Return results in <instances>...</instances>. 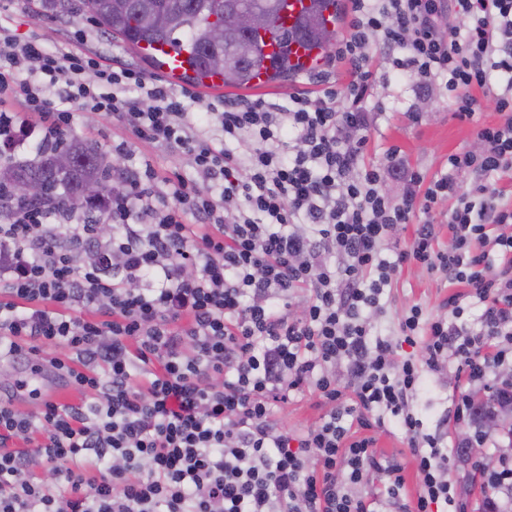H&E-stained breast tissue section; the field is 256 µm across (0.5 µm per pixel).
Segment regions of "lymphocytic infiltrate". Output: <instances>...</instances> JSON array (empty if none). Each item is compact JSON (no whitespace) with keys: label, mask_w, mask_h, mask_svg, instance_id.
I'll list each match as a JSON object with an SVG mask.
<instances>
[{"label":"lymphocytic infiltrate","mask_w":512,"mask_h":512,"mask_svg":"<svg viewBox=\"0 0 512 512\" xmlns=\"http://www.w3.org/2000/svg\"><path fill=\"white\" fill-rule=\"evenodd\" d=\"M453 11L462 27L444 0H350L336 47L351 75L343 91L295 95L285 109L224 102L205 114L211 137L187 112L190 88L0 26V161L58 142L77 105L141 142L187 150L196 173L115 169L98 225L77 213L49 223L50 207L34 203L0 224V362L36 356L94 395L33 411L0 400V512H465L444 437L413 400L425 375L444 371L512 393V204L492 182L512 175V0H454ZM376 47L395 81L443 80L459 119L484 97L498 114L477 129L479 151L450 154L429 179L402 171L397 202L381 167L363 161ZM418 214L412 239L384 257ZM406 265L466 291L449 296L447 314L413 304L396 335L375 334ZM467 299L485 306L480 333L463 320ZM310 391L327 412L288 428L277 411ZM452 417L499 452L475 512H512V453L477 425L470 395L454 398ZM391 423L421 478L411 499L401 466L375 448ZM39 466L51 485L36 481ZM372 470L381 479L369 488Z\"/></svg>","instance_id":"obj_1"}]
</instances>
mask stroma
Returning a JSON list of instances; mask_svg holds the SVG:
<instances>
[{"mask_svg": "<svg viewBox=\"0 0 512 512\" xmlns=\"http://www.w3.org/2000/svg\"><path fill=\"white\" fill-rule=\"evenodd\" d=\"M0 25L9 27L23 40H37L43 47L51 49L57 44L74 37L77 29H85V46L93 52L101 53L105 59L116 60L141 70H148L147 61L131 51L119 39L108 37L100 32L94 19L86 13L73 17L52 18L43 7V0H26L24 10L13 8L9 0H0ZM346 83L350 76L345 64L325 61L316 73L295 78L283 83H275L261 89H199V100L191 104L194 112L206 111L208 105L221 100L263 98L281 106H288L289 97L295 93L318 96L324 89L325 79ZM368 107L380 110L381 115L370 135L364 161L381 165V188L392 199L399 200L404 191L402 179L382 165L383 154L388 148H396L403 166L418 170L426 176H434L443 170L449 154L462 150H479L474 137L477 125L492 124L498 119L491 104H484L481 112L473 119L461 120L455 117L449 105L448 94L442 85H434L432 93H415L410 87L393 85L377 86L375 94L367 101ZM415 107L421 114L420 122L407 119L408 107ZM70 136L82 139L108 151L112 143L124 140L130 151L122 156L120 164L125 168L140 165L143 158L152 159L160 175L182 176L194 179L195 170L187 152L157 148L133 139L131 133L99 114L76 110ZM454 289L440 275L425 268L410 265L404 267L391 286L387 312L379 319L376 330L384 336L396 333L397 319L410 305H421L425 310L437 313L442 302L453 294ZM456 392L453 377L429 376L424 380L422 390L417 394L414 406L428 430H438L447 434L449 441H456L464 434V425L448 418L453 408L452 399ZM377 449L385 457L394 460L403 468L407 495H415L420 487L414 462L398 431L382 432L377 436Z\"/></svg>", "mask_w": 512, "mask_h": 512, "instance_id": "obj_1", "label": "stroma"}]
</instances>
